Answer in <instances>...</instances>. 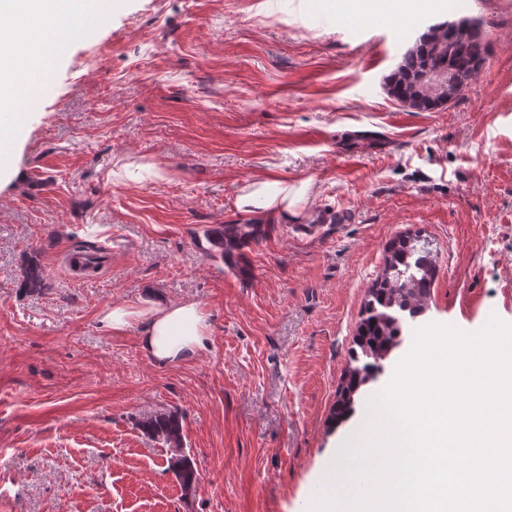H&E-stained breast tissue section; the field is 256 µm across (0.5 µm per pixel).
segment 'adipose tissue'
Instances as JSON below:
<instances>
[{"label":"adipose tissue","mask_w":512,"mask_h":512,"mask_svg":"<svg viewBox=\"0 0 512 512\" xmlns=\"http://www.w3.org/2000/svg\"><path fill=\"white\" fill-rule=\"evenodd\" d=\"M101 6L86 8L84 0H0V18L13 21L9 36L14 53L47 46L40 61L23 69L14 81L0 82V131L9 132L23 118L21 107L36 79L47 76L57 58L54 46L80 29L89 13H101ZM309 182L299 186L272 188L270 181L257 179L246 185L237 197L238 210L257 211L287 220L295 205L309 192ZM146 318L142 346L157 365L167 366L194 357L210 337V325L202 307L195 302H150L146 306H116L104 316L105 323L120 333L139 318Z\"/></svg>","instance_id":"adipose-tissue-1"}]
</instances>
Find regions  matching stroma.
Masks as SVG:
<instances>
[{"mask_svg": "<svg viewBox=\"0 0 512 512\" xmlns=\"http://www.w3.org/2000/svg\"><path fill=\"white\" fill-rule=\"evenodd\" d=\"M469 18L488 45L441 108L384 78L426 25ZM12 132L0 175V512H309L362 415L330 413L365 291L392 239L438 247L427 322L512 324V0H436L337 22L316 0H124L79 31ZM271 175L313 197L257 214L234 264L204 230L243 223ZM111 250L72 280L59 256ZM41 288L23 285L29 264ZM199 303L210 340L172 366L141 348L142 300ZM182 418L184 495L140 419ZM281 182H270L257 179L246 185L237 197L236 205L243 214H253L262 211L271 218L288 221V217L297 219L294 211L295 205L310 192V182L303 181L298 187L288 188V183L282 185L275 192L271 186L280 185Z\"/></svg>", "mask_w": 512, "mask_h": 512, "instance_id": "35a3bbf8", "label": "stroma"}]
</instances>
